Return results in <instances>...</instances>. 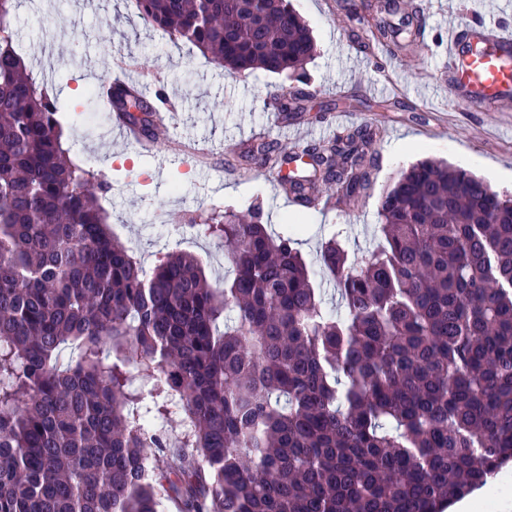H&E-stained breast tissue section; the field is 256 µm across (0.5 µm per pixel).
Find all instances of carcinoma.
<instances>
[{
  "label": "carcinoma",
  "mask_w": 512,
  "mask_h": 512,
  "mask_svg": "<svg viewBox=\"0 0 512 512\" xmlns=\"http://www.w3.org/2000/svg\"><path fill=\"white\" fill-rule=\"evenodd\" d=\"M0 0V512H443L512 461V198L436 160L378 200L360 259L323 246L344 313L262 212L212 210L224 283L200 260L143 266L112 233L111 183L65 148L58 99L14 47ZM140 17L232 73L302 75L316 52L288 0H136ZM382 18L400 48L420 11ZM306 98L278 95L293 112ZM151 138L165 104L103 95ZM372 135L348 128L228 168L267 166L314 202L371 187ZM71 349L68 363L60 360ZM153 381L145 402L139 381ZM176 420L173 448L156 424Z\"/></svg>",
  "instance_id": "carcinoma-1"
}]
</instances>
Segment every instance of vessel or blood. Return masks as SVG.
I'll return each mask as SVG.
<instances>
[{"instance_id": "vessel-or-blood-1", "label": "vessel or blood", "mask_w": 512, "mask_h": 512, "mask_svg": "<svg viewBox=\"0 0 512 512\" xmlns=\"http://www.w3.org/2000/svg\"><path fill=\"white\" fill-rule=\"evenodd\" d=\"M448 99L504 110L512 105V31L476 24L448 32Z\"/></svg>"}]
</instances>
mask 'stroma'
Listing matches in <instances>:
<instances>
[{
    "mask_svg": "<svg viewBox=\"0 0 512 512\" xmlns=\"http://www.w3.org/2000/svg\"><path fill=\"white\" fill-rule=\"evenodd\" d=\"M426 18L423 41L390 52L373 46L370 28L349 23L338 0H292L309 25L316 53L303 78L256 70L231 75L195 47L171 42L146 26L132 0H16L14 41L38 82L64 105L62 127L70 155L105 176L103 199L112 232L144 265L158 254L189 252L203 259L207 275L222 276L224 252L190 229L198 212L256 207L279 234H290L309 265L322 244L340 236L349 254L362 256L377 243L378 197L398 171L418 159L448 161L483 177L493 190L512 194V111L482 112L448 102L449 23L490 22L512 28V0H412ZM125 69L147 93L168 90L171 99L161 143L194 145L200 158L145 155L127 142H112L110 113L89 94L100 79ZM308 92L300 119L284 121L276 96L282 89ZM373 134L372 187L362 199L334 198L332 207L298 208L273 179L255 168L240 176L227 156L249 153L257 137L293 148V128L308 130V143L332 138L345 126ZM422 142L401 151L405 138Z\"/></svg>",
    "mask_w": 512,
    "mask_h": 512,
    "instance_id": "35a3bbf8",
    "label": "stroma"
}]
</instances>
